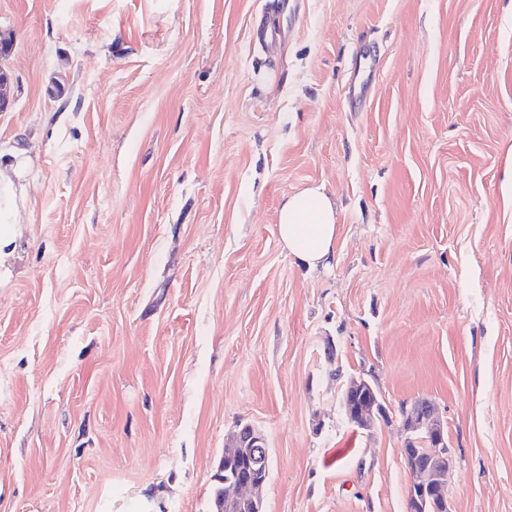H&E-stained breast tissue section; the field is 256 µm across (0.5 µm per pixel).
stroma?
Instances as JSON below:
<instances>
[{"mask_svg": "<svg viewBox=\"0 0 512 512\" xmlns=\"http://www.w3.org/2000/svg\"><path fill=\"white\" fill-rule=\"evenodd\" d=\"M265 3L0 0V512H215L240 425L264 512H407L421 399L451 512H512V0H286L267 51ZM336 209L323 187L288 196L277 215L278 235L288 254L310 268L325 266L336 254ZM350 383L353 395L363 392L366 384L364 377L362 376L352 377ZM364 396L371 399L370 392L368 394L363 392L360 397V401ZM368 399H365L358 405H354L349 402L342 405L343 409H345V415L349 423L366 431L373 430L377 426L378 420L381 419V415L386 412L382 402L376 399L369 401ZM404 405L400 407L399 415L403 414ZM402 428L407 434L401 453L411 475L408 488L409 511L416 512L421 501L427 495L435 496L442 507V512L448 509V483L454 468V455L448 446L447 422L437 405L429 400H419L404 412ZM424 433L429 442L423 447L410 448L409 434ZM252 441V446L257 444H265L266 446L260 445L251 448H264L259 451L256 455L267 464L268 469H270L271 460H270V451L265 440L263 433L259 430L255 429L250 425H246L241 429H237L232 432L226 440L225 448H224V457L229 459H240L241 453L244 452L245 448H243L245 443Z\"/></svg>", "mask_w": 512, "mask_h": 512, "instance_id": "stroma-1", "label": "stroma"}]
</instances>
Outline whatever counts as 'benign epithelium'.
I'll return each instance as SVG.
<instances>
[{"label":"benign epithelium","mask_w":512,"mask_h":512,"mask_svg":"<svg viewBox=\"0 0 512 512\" xmlns=\"http://www.w3.org/2000/svg\"><path fill=\"white\" fill-rule=\"evenodd\" d=\"M345 415L350 424L359 429L370 431L377 426L381 415L386 412L382 402L364 400L358 405L346 403L343 405ZM402 428L405 433H424L429 437L431 447L412 448L411 439H406L401 453L411 475L408 488V503L410 512H417L421 501L427 496H435L442 507V512L448 509V483L454 468V455L448 446L447 422L437 405L429 400H419L404 412ZM266 443L263 433L250 425L232 432L226 440L224 457L229 459L241 458L244 444ZM248 474L243 478L225 481L224 493L226 500H260L263 497L266 476L256 472L252 466H247Z\"/></svg>","instance_id":"1"}]
</instances>
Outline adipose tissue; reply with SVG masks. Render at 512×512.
<instances>
[{
	"label": "adipose tissue",
	"mask_w": 512,
	"mask_h": 512,
	"mask_svg": "<svg viewBox=\"0 0 512 512\" xmlns=\"http://www.w3.org/2000/svg\"><path fill=\"white\" fill-rule=\"evenodd\" d=\"M278 235L289 255L316 268L336 253V209L323 187L288 196L277 215Z\"/></svg>",
	"instance_id": "1"
}]
</instances>
